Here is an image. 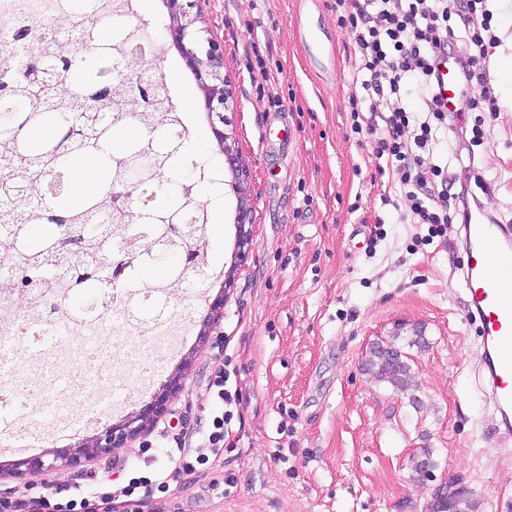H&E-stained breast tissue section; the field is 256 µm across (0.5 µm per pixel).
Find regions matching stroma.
I'll return each instance as SVG.
<instances>
[{"label": "stroma", "mask_w": 512, "mask_h": 512, "mask_svg": "<svg viewBox=\"0 0 512 512\" xmlns=\"http://www.w3.org/2000/svg\"><path fill=\"white\" fill-rule=\"evenodd\" d=\"M498 43L486 74L498 100L512 99V0H483ZM197 28L224 44V77L234 98L228 114L249 169L253 246L212 323L198 331L214 297L215 277L190 278L171 302L189 335L178 357L150 367L158 390L178 367L181 391L165 414L126 447L23 481L0 474V498L23 495L24 512L75 495L92 503L128 478L169 465L182 442L207 462L182 484L146 497L141 512H425L433 485L415 479L413 457L431 449L436 477H463L480 512H512V440L492 429L497 404L485 391L481 323L467 306L470 249L461 225L442 234L416 223L392 170H380L368 126H382L354 81L355 49L337 25L336 0H197ZM153 63L193 133V162L223 172L200 90L168 41L166 11L151 0ZM360 98L358 112L350 102ZM480 170L453 157L440 132L426 167L447 168L457 182L489 185L487 202L512 226V109H471ZM234 194H226L210 231L211 265L234 250ZM427 346H409L413 327ZM397 339L409 357L413 387L402 393L361 368L373 343ZM223 369L239 396L226 406L224 454L213 458L202 435L217 405L208 384ZM120 395L101 401L95 422L66 435L46 434L31 455L76 445L120 419Z\"/></svg>", "instance_id": "obj_1"}]
</instances>
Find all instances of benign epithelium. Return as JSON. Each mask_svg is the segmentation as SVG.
I'll list each match as a JSON object with an SVG mask.
<instances>
[{"mask_svg": "<svg viewBox=\"0 0 512 512\" xmlns=\"http://www.w3.org/2000/svg\"><path fill=\"white\" fill-rule=\"evenodd\" d=\"M161 2L169 20L166 31L186 67L195 77L196 85L203 96L211 132L224 155V164L230 173V180L224 181V184L229 186L237 200L233 221L235 249L231 265L224 272L221 292L209 305L210 316L215 317L223 314L224 290L231 287L239 267L247 260L251 251L252 205L246 191L249 175L245 165L240 161L235 138L225 130L228 118L224 112L233 109L234 99L223 73L224 45L211 37H202L200 31L194 28L195 20L190 14L194 0ZM180 387L181 375L176 373L168 378L162 390L154 394L150 402L107 426L102 433L84 439L74 448L50 452L53 461L48 465L40 456L15 460L10 464L11 474L21 477L57 466L74 468L84 460L94 459L110 453L115 448L125 447L167 410L170 398L180 390Z\"/></svg>", "mask_w": 512, "mask_h": 512, "instance_id": "1", "label": "benign epithelium"}]
</instances>
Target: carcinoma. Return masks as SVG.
Returning a JSON list of instances; mask_svg holds the SVG:
<instances>
[{"label":"carcinoma","instance_id":"cac0c4a2","mask_svg":"<svg viewBox=\"0 0 512 512\" xmlns=\"http://www.w3.org/2000/svg\"><path fill=\"white\" fill-rule=\"evenodd\" d=\"M125 5L123 0H38L29 10L15 18L0 20V158L11 164L19 176L0 179V225L23 223L18 235L0 237L4 261L0 262V290L13 287L22 274L33 277L32 293L27 297L34 315L65 294L83 291L109 311L111 296L99 294L106 284L82 281L79 274L60 277L42 271L46 259L59 267H70L76 257L64 256L55 245L54 220L60 218L77 230L92 228L80 244L83 257L105 267L112 263V252L118 242L130 240L146 231L158 238V259L189 251L205 275L207 267L208 226L210 213L192 193H185L180 181L173 179L165 188V207L139 211L131 216L123 204L112 199L115 169L131 178V186L151 188L162 170L171 168L186 143L173 136L186 133L181 128V110L175 98L156 76L144 77L151 83L149 104L142 112L125 111L126 77L142 73L141 62L127 53L128 43L145 37L150 25L144 15L131 12L125 31L108 43L97 40V30L107 25L112 13ZM64 18L72 29L81 51L61 60L53 26ZM26 57L38 63V69H19ZM112 79V102L94 117L84 116V123L74 119L86 107L87 92L103 77ZM134 125L140 131L155 130L153 140L114 142V133ZM97 162L99 187L83 194L79 207L71 202L75 190L72 163L84 157ZM38 187L43 196L42 209L33 211L25 205L24 196ZM171 221L185 225L182 236L168 238L163 226ZM126 260L134 265L128 290L145 288L155 295L168 294L170 277L149 283L139 278V259L130 254ZM403 351L394 340L376 344L363 362L369 376L391 384L400 391L410 387L408 356L391 363L380 348ZM457 477L446 479V487L432 493L426 512H478L475 493L455 490Z\"/></svg>","mask_w":512,"mask_h":512}]
</instances>
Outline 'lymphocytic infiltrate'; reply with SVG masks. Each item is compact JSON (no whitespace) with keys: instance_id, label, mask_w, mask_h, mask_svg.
I'll return each mask as SVG.
<instances>
[{"instance_id":"f902f5d3","label":"lymphocytic infiltrate","mask_w":512,"mask_h":512,"mask_svg":"<svg viewBox=\"0 0 512 512\" xmlns=\"http://www.w3.org/2000/svg\"><path fill=\"white\" fill-rule=\"evenodd\" d=\"M341 29L353 37L360 55L364 77L362 89L376 97L388 117L377 156L391 157L408 186L407 198L418 223L438 229L456 222L469 223L474 212L484 204L471 188L445 177L440 190L429 189L413 168L421 164V154L429 150L439 129L453 133L457 149L467 161H474L473 145L466 126L459 122L457 111L444 103L439 69L442 63L452 66L457 89L473 105L492 101L489 87L476 70V61L491 56L497 41L482 38L476 0H352V9L339 16ZM471 42L477 54L459 52L460 42ZM416 89L419 105L426 117L412 126V110L406 104L409 89ZM173 465L156 478H131L119 491L128 512H139L145 494L166 491L171 484L195 474L205 464L202 456L190 449H169Z\"/></svg>"}]
</instances>
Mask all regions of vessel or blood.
Wrapping results in <instances>:
<instances>
[{
    "label": "vessel or blood",
    "mask_w": 512,
    "mask_h": 512,
    "mask_svg": "<svg viewBox=\"0 0 512 512\" xmlns=\"http://www.w3.org/2000/svg\"><path fill=\"white\" fill-rule=\"evenodd\" d=\"M466 233L472 245L469 305L483 327L491 394L500 408L512 410V288L499 281L500 268L512 264V247L503 244L500 225L481 214L472 217Z\"/></svg>",
    "instance_id": "b4317fda"
}]
</instances>
